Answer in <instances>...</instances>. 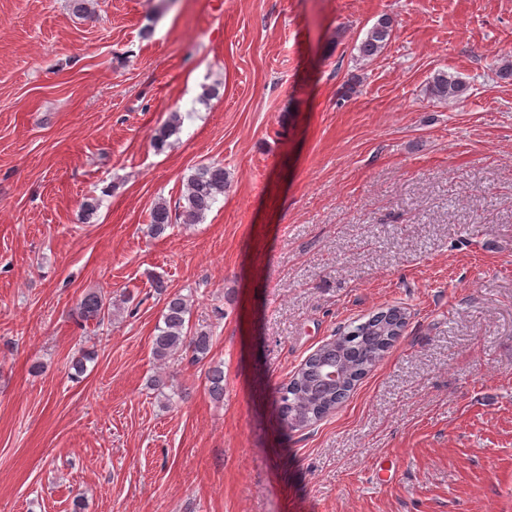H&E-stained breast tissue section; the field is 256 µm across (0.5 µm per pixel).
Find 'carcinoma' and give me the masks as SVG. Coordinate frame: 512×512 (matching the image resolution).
I'll return each mask as SVG.
<instances>
[{"label": "carcinoma", "instance_id": "carcinoma-1", "mask_svg": "<svg viewBox=\"0 0 512 512\" xmlns=\"http://www.w3.org/2000/svg\"><path fill=\"white\" fill-rule=\"evenodd\" d=\"M393 19L380 16L368 29L355 49L362 58L380 54L392 39ZM469 84L457 73L436 71L430 78L427 93L430 98L446 102L466 98ZM181 116L174 112L168 122L154 135V147L161 150L176 131ZM227 186L224 167L202 164L186 182L178 204L171 207L165 201L155 203L150 213L149 231L161 235L176 221L198 224L213 205L224 196ZM189 298L181 294L166 297L162 324L156 327L152 339V353L160 361L177 360L183 355L193 362L207 356L213 336L206 331L188 333ZM75 316L81 323L103 322L112 319V300L97 292L85 293L77 303ZM404 314L397 308L381 310L366 321L353 325L312 353L277 389V404L283 423L288 428L306 427L322 420L341 404L355 384L383 358L396 340ZM339 365L342 382L338 388H329L325 382L326 363ZM210 395L215 400L224 397V371L216 365L207 373Z\"/></svg>", "mask_w": 512, "mask_h": 512}]
</instances>
